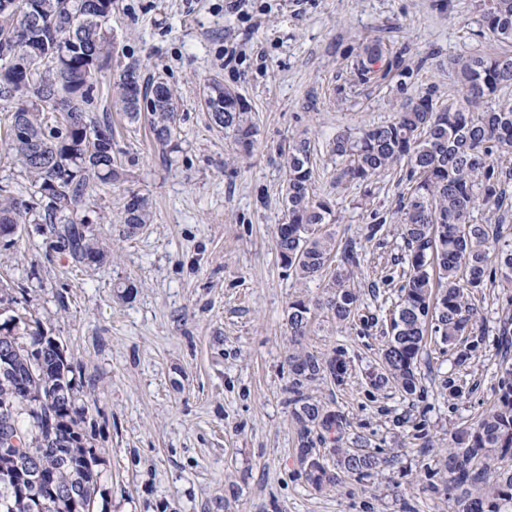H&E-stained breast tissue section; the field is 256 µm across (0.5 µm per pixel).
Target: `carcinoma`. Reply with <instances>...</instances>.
<instances>
[{
    "label": "carcinoma",
    "instance_id": "cac0c4a2",
    "mask_svg": "<svg viewBox=\"0 0 512 512\" xmlns=\"http://www.w3.org/2000/svg\"><path fill=\"white\" fill-rule=\"evenodd\" d=\"M23 1L26 10L0 7V89H8L0 100L21 104L9 117L8 146L39 198L19 200L10 186H1L0 237L14 240L28 215L41 210L55 249L76 265L100 266L108 252L74 213L97 184L122 178L112 158V127L85 119L89 92L111 55L107 23L115 0H18ZM477 2L480 34L501 47L455 63L463 88L456 104H438L431 87L402 101L394 120L340 133L330 145L332 155L348 160L338 184L368 186L398 166L407 168L411 183L398 209L404 254L382 280L387 286L400 279L403 284L379 367L367 373L376 391L416 393L430 336L454 348L459 366L487 345H509L512 336V233H504L500 223L474 220L479 208L498 211L507 203L505 185L512 179V168L499 163L512 156V99L501 94L512 86V0ZM29 50L47 58L45 74L30 73ZM382 61L396 71L398 88L406 90L410 71L401 56L379 44L365 48L358 69L362 80H370ZM136 71L128 65L119 75L116 102L130 120L148 119L156 141L166 146L178 120L172 91L158 79L130 88L126 77ZM50 77L58 79L70 109L63 122L41 117L49 104L43 84ZM204 103L215 124L232 131L239 148L250 151L257 129L244 100L214 80ZM311 156L308 139L288 144L286 214L277 226L276 248L296 281H326L323 296L299 298L287 312L288 402L297 457L308 485L322 491L348 479L363 480L391 458L368 448L341 447L344 415L307 393L315 382L328 379L340 386L348 375L345 352L317 355L304 348L315 311L326 312L338 325L365 318L355 286L363 257L351 246L339 248L332 233L320 232L322 225L335 223L336 215L330 199L312 192ZM151 215L149 197L131 193L122 209L123 233L135 235ZM496 281L508 292L505 317L492 337L473 298ZM18 325L14 315L0 323V349L11 350L8 367H0V512H83L91 502L106 512V500H98L102 457L86 435L87 406L77 397L72 362L55 337L36 327L23 340ZM33 350L37 367L30 361ZM500 369L494 405L473 426L451 435L446 483L462 512H512V470L498 466L512 455V363L505 359ZM327 438L330 447H319Z\"/></svg>",
    "mask_w": 512,
    "mask_h": 512
}]
</instances>
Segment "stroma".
I'll list each match as a JSON object with an SVG mask.
<instances>
[{"instance_id": "obj_1", "label": "stroma", "mask_w": 512, "mask_h": 512, "mask_svg": "<svg viewBox=\"0 0 512 512\" xmlns=\"http://www.w3.org/2000/svg\"><path fill=\"white\" fill-rule=\"evenodd\" d=\"M249 0L248 15L224 0H118L107 24L112 57L90 93V118L112 123V154L124 166L82 210L112 260L76 267L52 250L42 225H22L0 245V286L22 317L38 318L65 348L80 394L91 395L86 430L104 463L107 512H449L443 491L448 433L477 420L496 398L501 355L480 350L459 368L447 346L428 342L414 395L370 392L380 328L336 325L317 313L309 351L345 349L343 385L312 394L347 420L348 447L381 449L391 464L360 481L318 492L297 460L288 403V305L322 294L323 282L288 275L275 246L285 220L289 141L314 147L312 190L334 201L337 244L363 254V283L379 279L402 244L396 209L402 171L371 188L337 184L336 134L394 119L395 74L360 82L365 46L402 53L413 75L408 95L436 87L441 104L458 101L454 60L476 54V0ZM240 54L231 67L220 56ZM164 78L180 120L167 147L147 123L112 107L122 67ZM236 91L258 129L251 153L216 126L203 98L212 80ZM149 195L153 221L136 235L119 221L130 193ZM385 224L368 238L374 217ZM130 280L136 295L114 296ZM467 396L453 401L443 382Z\"/></svg>"}]
</instances>
